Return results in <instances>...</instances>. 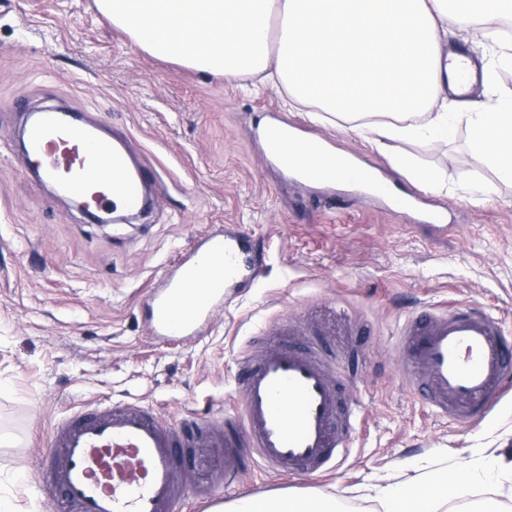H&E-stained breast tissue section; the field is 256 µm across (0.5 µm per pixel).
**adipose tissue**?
<instances>
[{
    "label": "adipose tissue",
    "mask_w": 512,
    "mask_h": 512,
    "mask_svg": "<svg viewBox=\"0 0 512 512\" xmlns=\"http://www.w3.org/2000/svg\"><path fill=\"white\" fill-rule=\"evenodd\" d=\"M113 24L139 47L236 83L263 76L279 81L290 98L370 135L393 167L428 192H439L438 172L398 150L401 142L445 143L455 135L456 108L466 111L470 153L512 182V91L499 88V70L512 68V34L492 38L481 82L490 104L449 98L469 56L448 50V24L488 35L512 24V0H97ZM289 167L332 170L353 183L362 171L354 159L291 140ZM471 477L430 472L422 486L380 490L385 512H447L449 501L470 512H507L474 502ZM224 512H340L336 495L315 491L264 500L239 499Z\"/></svg>",
    "instance_id": "ef3b65f1"
}]
</instances>
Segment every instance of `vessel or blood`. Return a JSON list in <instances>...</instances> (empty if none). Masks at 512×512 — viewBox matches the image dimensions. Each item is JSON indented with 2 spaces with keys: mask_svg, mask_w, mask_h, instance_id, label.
<instances>
[{
  "mask_svg": "<svg viewBox=\"0 0 512 512\" xmlns=\"http://www.w3.org/2000/svg\"><path fill=\"white\" fill-rule=\"evenodd\" d=\"M24 135L37 176L61 182L72 197L91 194L100 209L116 200L129 211L145 206L154 175L96 136L93 124L38 112ZM262 271L250 233L210 225L165 263L148 292L150 336L177 344L205 335L225 289L252 287ZM304 333L297 323L275 322L264 343L241 354L234 414L189 412L167 423L141 402L104 399L59 419L37 460L46 495L60 512H181L191 496L202 512H222L225 487L241 481L249 466L279 475L332 470L356 419L355 374L332 370L320 343H299ZM398 345L416 393L461 425L479 424L512 392V344L498 318L469 303L407 316ZM200 448L223 449L224 467L192 495L182 473Z\"/></svg>",
  "mask_w": 512,
  "mask_h": 512,
  "instance_id": "b4317fda",
  "label": "vessel or blood"
}]
</instances>
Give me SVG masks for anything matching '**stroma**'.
<instances>
[{"mask_svg":"<svg viewBox=\"0 0 512 512\" xmlns=\"http://www.w3.org/2000/svg\"><path fill=\"white\" fill-rule=\"evenodd\" d=\"M80 112L121 138L161 183L148 213L99 226L31 181L20 161L28 113ZM277 115L311 140L417 185L343 122L315 123L285 92L248 91L137 46L96 0H0V512H51L32 465L61 417L99 399H137L164 421L232 409L241 352L280 321L322 323L339 367L358 361L360 413L338 467L323 476L254 468L225 501L280 492L336 494L375 512L373 486L469 470L476 498L512 505V395L476 427L433 413L404 377L397 330L412 313L466 301L512 335V184L467 148L406 145L438 171L447 231L381 200L285 176L255 139ZM474 184L490 186L471 195ZM209 224H238L264 252L253 285L228 290L207 335L152 339L144 298L176 249Z\"/></svg>","mask_w":512,"mask_h":512,"instance_id":"stroma-1","label":"stroma"}]
</instances>
